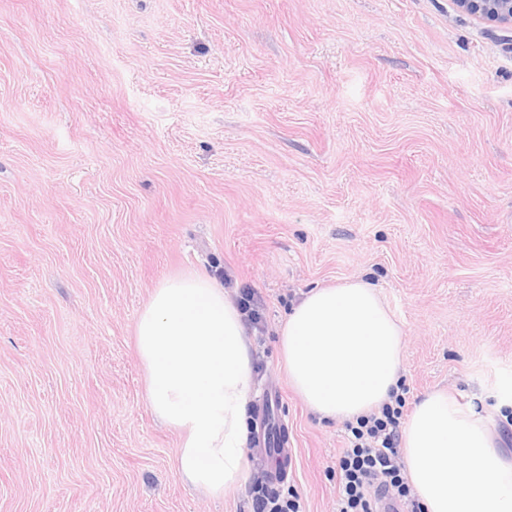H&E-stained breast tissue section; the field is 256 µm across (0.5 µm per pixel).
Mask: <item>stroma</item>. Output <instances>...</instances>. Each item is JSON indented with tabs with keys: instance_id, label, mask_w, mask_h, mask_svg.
I'll list each match as a JSON object with an SVG mask.
<instances>
[{
	"instance_id": "stroma-1",
	"label": "stroma",
	"mask_w": 512,
	"mask_h": 512,
	"mask_svg": "<svg viewBox=\"0 0 512 512\" xmlns=\"http://www.w3.org/2000/svg\"><path fill=\"white\" fill-rule=\"evenodd\" d=\"M451 0H0V512H249L186 485L144 398L137 314L206 272L264 305L250 406L282 395L303 512H334L344 424L277 334L370 282L407 406L512 407V45Z\"/></svg>"
}]
</instances>
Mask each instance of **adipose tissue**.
Segmentation results:
<instances>
[{
	"instance_id": "ef3b65f1",
	"label": "adipose tissue",
	"mask_w": 512,
	"mask_h": 512,
	"mask_svg": "<svg viewBox=\"0 0 512 512\" xmlns=\"http://www.w3.org/2000/svg\"><path fill=\"white\" fill-rule=\"evenodd\" d=\"M278 336L288 379L319 420L356 421L399 390L402 326L364 280L309 290ZM134 342L147 405L180 434L182 480L217 499L241 487L252 364L236 301L207 274L165 278ZM401 458L426 512H512V463L477 405L424 395L402 429Z\"/></svg>"
}]
</instances>
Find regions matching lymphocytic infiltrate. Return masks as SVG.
<instances>
[{"label": "lymphocytic infiltrate", "instance_id": "1", "mask_svg": "<svg viewBox=\"0 0 512 512\" xmlns=\"http://www.w3.org/2000/svg\"><path fill=\"white\" fill-rule=\"evenodd\" d=\"M405 403L395 396L379 411L347 423L348 445L336 461V512H381L383 503L412 501L399 450Z\"/></svg>", "mask_w": 512, "mask_h": 512}]
</instances>
